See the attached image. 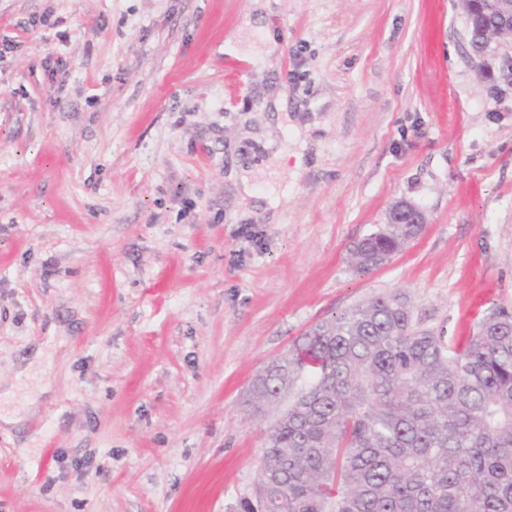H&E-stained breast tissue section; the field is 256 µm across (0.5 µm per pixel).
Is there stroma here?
I'll return each mask as SVG.
<instances>
[{
    "mask_svg": "<svg viewBox=\"0 0 512 512\" xmlns=\"http://www.w3.org/2000/svg\"><path fill=\"white\" fill-rule=\"evenodd\" d=\"M399 200L422 233L357 269ZM392 291L452 344L512 308V37L459 0H0V512H244L253 378Z\"/></svg>",
    "mask_w": 512,
    "mask_h": 512,
    "instance_id": "obj_1",
    "label": "stroma"
}]
</instances>
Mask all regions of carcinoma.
<instances>
[{"label":"carcinoma","instance_id":"obj_1","mask_svg":"<svg viewBox=\"0 0 512 512\" xmlns=\"http://www.w3.org/2000/svg\"><path fill=\"white\" fill-rule=\"evenodd\" d=\"M423 230L385 225L350 251L380 266ZM266 435L258 512H512V309L463 345L419 326L406 293L323 320L253 380Z\"/></svg>","mask_w":512,"mask_h":512}]
</instances>
